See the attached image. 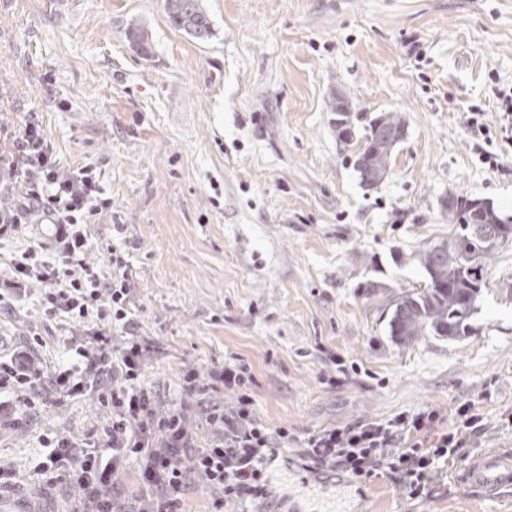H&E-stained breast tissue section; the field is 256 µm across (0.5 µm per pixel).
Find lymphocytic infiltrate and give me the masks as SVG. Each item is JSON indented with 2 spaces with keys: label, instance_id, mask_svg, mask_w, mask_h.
<instances>
[{
  "label": "lymphocytic infiltrate",
  "instance_id": "f902f5d3",
  "mask_svg": "<svg viewBox=\"0 0 512 512\" xmlns=\"http://www.w3.org/2000/svg\"><path fill=\"white\" fill-rule=\"evenodd\" d=\"M0 136L11 145L0 152V236L53 227L0 271V311L23 310L26 298L37 295L43 321L64 333V356L49 373L37 359L43 345L37 330L0 349V393L9 395L0 410L30 418L49 389L91 395L111 414L107 426L79 439L40 437L44 452L33 470L46 485L80 486L74 512H181L193 488L209 496L211 512L247 502L261 508L274 496L264 462L290 446L313 468L356 479L389 475L414 501L435 491L449 465L469 461L487 432L475 399L459 403L449 423L441 410L425 407L300 437L257 417L251 367L231 355L203 373L184 369L180 402L165 404L158 390L141 383L152 343L134 317L129 254L114 245L101 257L92 251L91 226L112 210L100 171L90 164L65 167L36 113L0 125ZM227 392L233 402L224 401ZM200 423L209 432L202 444L195 433ZM130 461L137 465L133 490L121 482Z\"/></svg>",
  "mask_w": 512,
  "mask_h": 512
}]
</instances>
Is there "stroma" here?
I'll use <instances>...</instances> for the list:
<instances>
[{
  "label": "stroma",
  "mask_w": 512,
  "mask_h": 512,
  "mask_svg": "<svg viewBox=\"0 0 512 512\" xmlns=\"http://www.w3.org/2000/svg\"><path fill=\"white\" fill-rule=\"evenodd\" d=\"M212 36L175 28L164 0H0V121L37 113L62 162L101 172L112 213L92 242L127 227L136 319L153 344L143 382L181 399L185 367L248 362L257 416L297 434L480 398L474 456L512 449V244L489 260L474 330L396 343L386 303L423 287L418 261L452 231L448 194L512 219V0H203ZM147 33L140 53L130 31ZM356 128L385 111L407 133L376 189L336 140L327 102ZM481 110L468 126L471 110ZM355 365L320 383L329 355ZM107 415L47 394L30 425L0 431V464L26 473L0 512H71L80 497L28 471L40 432L82 436ZM448 484L406 499L386 475L350 512H512Z\"/></svg>",
  "instance_id": "1"
}]
</instances>
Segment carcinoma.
Instances as JSON below:
<instances>
[{
    "label": "carcinoma",
    "mask_w": 512,
    "mask_h": 512,
    "mask_svg": "<svg viewBox=\"0 0 512 512\" xmlns=\"http://www.w3.org/2000/svg\"><path fill=\"white\" fill-rule=\"evenodd\" d=\"M170 22L197 41L212 35L203 0H164ZM337 114L333 120L337 140L347 145L353 140L351 113L339 112L336 99L327 104ZM406 134V124L398 112L377 114L360 137L361 145L354 167L360 183L370 190L388 175L392 152ZM468 197L452 195L443 201L454 232L427 248L419 257L429 281L426 287L402 293L389 302V335L402 344L422 336L461 339L470 335V320L487 283L484 269L487 259L498 247H486L477 236L482 224H499L494 207L480 202L467 206Z\"/></svg>",
    "instance_id": "cac0c4a2"
}]
</instances>
